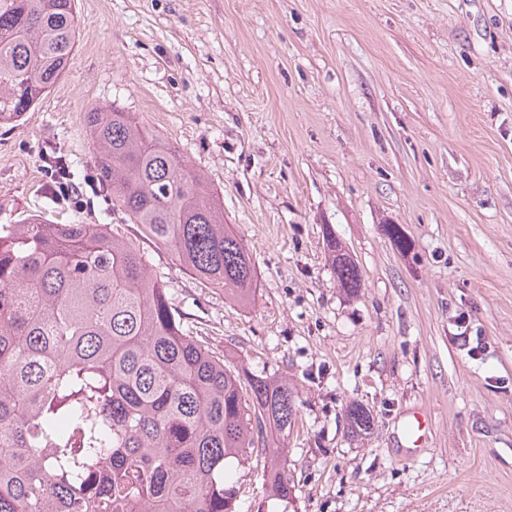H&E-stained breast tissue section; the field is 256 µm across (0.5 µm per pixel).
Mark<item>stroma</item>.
Instances as JSON below:
<instances>
[{
	"mask_svg": "<svg viewBox=\"0 0 512 512\" xmlns=\"http://www.w3.org/2000/svg\"><path fill=\"white\" fill-rule=\"evenodd\" d=\"M66 71L0 125V224H120L87 183L98 105L176 145L257 272L240 305L144 244L190 334L299 387L292 497L239 512H512V0H76ZM67 163L79 203L53 194ZM402 225L401 253L384 231ZM353 252L346 296L325 245ZM485 347L470 355L454 318ZM353 400L377 414L351 441ZM427 413V447L400 426ZM426 415L423 411H414L406 416L401 427L404 450L409 455H416L425 450Z\"/></svg>",
	"mask_w": 512,
	"mask_h": 512,
	"instance_id": "obj_1",
	"label": "stroma"
}]
</instances>
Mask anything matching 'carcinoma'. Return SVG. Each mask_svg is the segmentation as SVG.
I'll use <instances>...</instances> for the list:
<instances>
[{"instance_id": "obj_1", "label": "carcinoma", "mask_w": 512, "mask_h": 512, "mask_svg": "<svg viewBox=\"0 0 512 512\" xmlns=\"http://www.w3.org/2000/svg\"><path fill=\"white\" fill-rule=\"evenodd\" d=\"M75 0H0V124L18 122L67 68ZM97 177L121 224H0V512H236L231 467L255 449L272 495L295 488L279 439L299 393L184 328L163 275L126 226L208 288L250 303L256 270L224 203L180 150L131 112L87 113ZM325 247L348 295L359 264ZM354 438L368 406L343 410Z\"/></svg>"}]
</instances>
